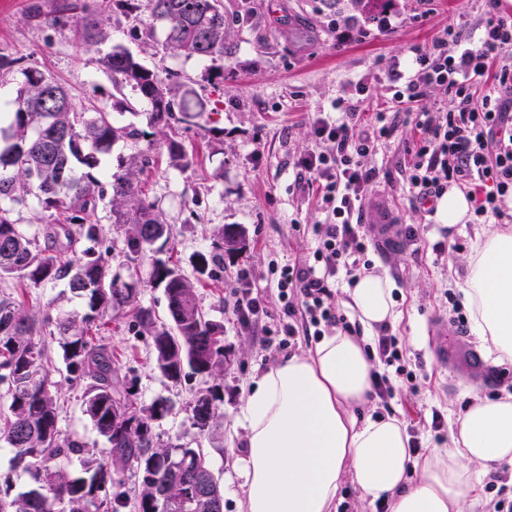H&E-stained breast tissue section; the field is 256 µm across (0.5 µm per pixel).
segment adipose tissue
<instances>
[{"label":"adipose tissue","instance_id":"1","mask_svg":"<svg viewBox=\"0 0 512 512\" xmlns=\"http://www.w3.org/2000/svg\"><path fill=\"white\" fill-rule=\"evenodd\" d=\"M394 284L369 272L349 287L360 335H324L256 381L244 406L242 512H335L344 480L389 512H469L480 488L469 466L512 465V396L476 397L448 448L412 454L396 416H370L376 366L366 352L397 318ZM476 336L512 359V226L491 225L468 259L462 287Z\"/></svg>","mask_w":512,"mask_h":512}]
</instances>
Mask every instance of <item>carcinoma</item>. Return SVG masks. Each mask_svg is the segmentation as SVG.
I'll return each mask as SVG.
<instances>
[{
    "label": "carcinoma",
    "instance_id": "carcinoma-1",
    "mask_svg": "<svg viewBox=\"0 0 512 512\" xmlns=\"http://www.w3.org/2000/svg\"><path fill=\"white\" fill-rule=\"evenodd\" d=\"M113 14L139 20L148 37L164 29L165 48L188 58L224 59L228 23L220 0H101L99 12L81 18L85 46L104 41V17ZM100 65L115 92L128 87L149 105L148 129L115 121L110 109L125 108L120 99L77 108L61 84L34 68L21 69L16 107L0 117V390L7 402L0 407V450L12 452L11 470L27 479L16 494L10 476L0 479V512H167L168 502L183 498L190 512H224L208 455L180 435L159 441L154 424L173 405L165 398L139 404L133 387L114 378L112 350L101 336L112 320L129 316L135 335L151 337L156 368L171 383L187 369L203 378L224 372L222 327L207 317L193 282L173 261V229L136 182L159 149L171 167L193 166L182 125L205 107L177 101L169 76L125 50L112 49ZM119 141L137 152L104 174L101 159ZM31 198L46 213L45 223L15 217V207ZM105 198L110 223L124 227L120 255L136 275L149 261L148 282L164 288L168 320L137 305L130 285L112 273V240L98 216ZM244 239L241 226L220 227L212 250L196 255L195 280L218 278L224 253L242 250ZM164 251L167 258L156 257ZM58 282L81 299L80 308L30 314L24 292ZM54 339L63 352L64 380L82 387L84 413L103 441L95 452L60 429ZM223 401L218 385L196 394L186 412L197 435L216 429ZM128 471L139 485L133 502L124 490Z\"/></svg>",
    "mask_w": 512,
    "mask_h": 512
}]
</instances>
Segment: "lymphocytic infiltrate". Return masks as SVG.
Segmentation results:
<instances>
[{"label": "lymphocytic infiltrate", "mask_w": 512, "mask_h": 512, "mask_svg": "<svg viewBox=\"0 0 512 512\" xmlns=\"http://www.w3.org/2000/svg\"><path fill=\"white\" fill-rule=\"evenodd\" d=\"M412 54V63L391 62V108L376 114L371 130H356L354 124L356 101L367 92L360 83L336 100L335 116L320 112L311 122L315 141L333 142L336 151H310L296 165L316 184L326 220L312 227V263L279 269L278 349L297 336L321 335L326 327L358 333V325L337 312L332 290L342 281L354 283L371 268L361 214L377 173L365 159L379 142L392 137L398 124H414L420 134L406 176L409 193L420 203L433 202L454 184L472 196L477 223L504 216L500 204L512 196V16L500 13L498 0H488L475 39L452 29L447 37ZM488 74L492 88L476 97L477 81ZM435 86L448 89L452 110L420 108ZM234 295L238 323L252 325L268 317L269 302L254 292L248 270L240 271Z\"/></svg>", "instance_id": "f902f5d3"}]
</instances>
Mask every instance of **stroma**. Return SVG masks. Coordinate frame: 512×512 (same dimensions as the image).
Returning <instances> with one entry per match:
<instances>
[{
    "instance_id": "1",
    "label": "stroma",
    "mask_w": 512,
    "mask_h": 512,
    "mask_svg": "<svg viewBox=\"0 0 512 512\" xmlns=\"http://www.w3.org/2000/svg\"><path fill=\"white\" fill-rule=\"evenodd\" d=\"M228 20L225 48L234 67L187 58L163 47L165 35L135 34L133 22L113 17L108 38L99 50H87L77 16L65 0H0V57L18 60V67L0 70V113L13 111L21 68L32 66L62 83L74 103L108 104L112 83L99 58L121 47L147 66L172 73L173 83L190 103L206 107L196 126L182 140L195 156L193 170L171 168L165 154L141 177L144 193L156 201L173 227L175 257L185 275H192L196 254L208 251L219 226L237 224L246 231V247L225 257L219 281H205L196 293L209 318L224 327V345L231 355L223 375L204 378L186 373L179 383L164 379L155 367L151 339L129 332L117 320L106 332L120 380L133 384L141 404L157 397L171 400L174 411L156 422L160 441L181 434L207 452L221 478L224 512H241L244 455L243 408L258 376L273 366L267 346L274 322L241 326L227 299L240 268H250L255 286L268 291L273 264L311 263L312 225L326 214L294 165L296 156L312 150L334 153L333 143L316 142L313 113L330 111L349 82L364 83L369 95L359 102L358 128H367L373 113L387 106L384 74L394 58H407L411 48L427 47L448 28L471 34L481 21L485 0H394L392 30L369 32L349 46L337 45L332 27L350 12L349 0H223ZM415 136L399 127L390 141L379 144L366 163L377 172L372 197L384 200L401 223L420 227L426 246L412 252L405 244L369 252L377 270L395 283L398 318L389 331L398 336L407 369L422 378L411 390L405 376L390 373L393 395L387 404L372 403L371 414L396 415L406 428L418 430L423 451L451 443L459 414L474 397L512 394V361H495L470 326L453 319L461 304V286L479 224L452 227L435 223L431 213L412 204L405 192L406 150ZM448 251L436 256L432 246ZM447 335H439L440 327ZM224 390L220 425L213 434L196 437L185 408L197 392L214 386ZM60 426L78 434L92 448L102 442L83 413L82 390L63 385ZM444 419L441 431L430 427L433 412Z\"/></svg>"
}]
</instances>
